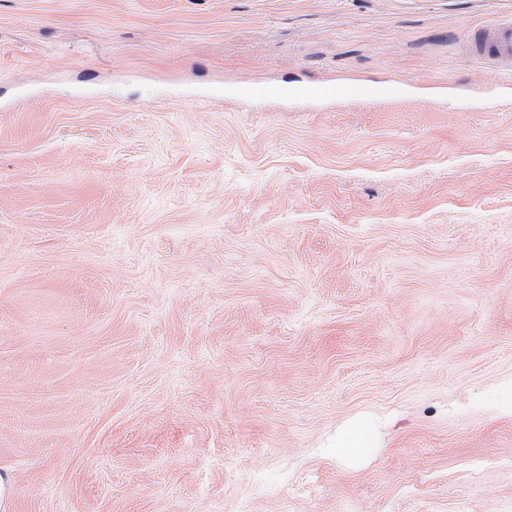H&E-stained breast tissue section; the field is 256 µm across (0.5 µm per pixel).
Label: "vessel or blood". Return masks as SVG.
Here are the masks:
<instances>
[{"label": "vessel or blood", "mask_w": 512, "mask_h": 512, "mask_svg": "<svg viewBox=\"0 0 512 512\" xmlns=\"http://www.w3.org/2000/svg\"><path fill=\"white\" fill-rule=\"evenodd\" d=\"M477 54L512 71V20L484 29L475 40ZM357 86L345 83L307 82L288 85L276 82L248 83L232 89L231 97L260 103H315L325 100L348 102L358 98Z\"/></svg>", "instance_id": "vessel-or-blood-1"}]
</instances>
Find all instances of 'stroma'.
<instances>
[{
    "label": "stroma",
    "instance_id": "stroma-1",
    "mask_svg": "<svg viewBox=\"0 0 512 512\" xmlns=\"http://www.w3.org/2000/svg\"><path fill=\"white\" fill-rule=\"evenodd\" d=\"M509 19L0 0L5 512H512ZM310 80L414 94L225 97ZM475 49L480 57L512 71V20L483 29L475 39ZM340 450L351 456H366L370 453V427L365 421H356L345 429L338 446Z\"/></svg>",
    "mask_w": 512,
    "mask_h": 512
}]
</instances>
